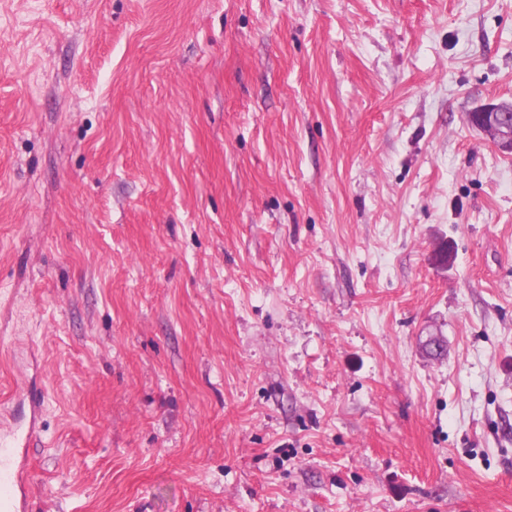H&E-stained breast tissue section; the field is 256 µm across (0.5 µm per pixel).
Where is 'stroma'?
<instances>
[{"instance_id":"35a3bbf8","label":"stroma","mask_w":512,"mask_h":512,"mask_svg":"<svg viewBox=\"0 0 512 512\" xmlns=\"http://www.w3.org/2000/svg\"><path fill=\"white\" fill-rule=\"evenodd\" d=\"M502 100L512 0H0L30 512H512ZM471 113V125L489 135L500 152L511 155L512 101L488 104Z\"/></svg>"}]
</instances>
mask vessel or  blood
<instances>
[{"label":"vessel or blood","instance_id":"1","mask_svg":"<svg viewBox=\"0 0 512 512\" xmlns=\"http://www.w3.org/2000/svg\"><path fill=\"white\" fill-rule=\"evenodd\" d=\"M30 417L27 426L0 440V512H29L31 485L27 449L35 441L44 401L39 390L27 393Z\"/></svg>","mask_w":512,"mask_h":512}]
</instances>
